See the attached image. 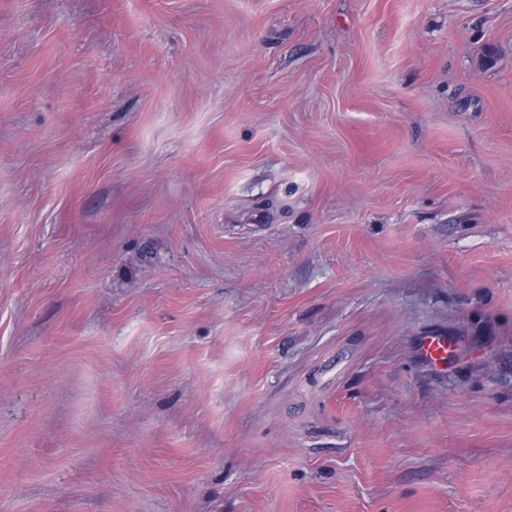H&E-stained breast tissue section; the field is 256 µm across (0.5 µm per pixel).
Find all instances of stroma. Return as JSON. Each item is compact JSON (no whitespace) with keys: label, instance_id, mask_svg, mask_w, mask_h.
Masks as SVG:
<instances>
[{"label":"stroma","instance_id":"35a3bbf8","mask_svg":"<svg viewBox=\"0 0 512 512\" xmlns=\"http://www.w3.org/2000/svg\"><path fill=\"white\" fill-rule=\"evenodd\" d=\"M0 512H512V0H0ZM448 351V337L445 336H424L418 345L419 356L433 366L446 363Z\"/></svg>","mask_w":512,"mask_h":512}]
</instances>
